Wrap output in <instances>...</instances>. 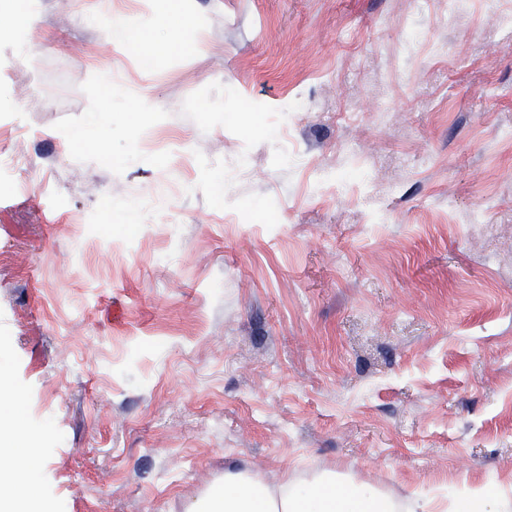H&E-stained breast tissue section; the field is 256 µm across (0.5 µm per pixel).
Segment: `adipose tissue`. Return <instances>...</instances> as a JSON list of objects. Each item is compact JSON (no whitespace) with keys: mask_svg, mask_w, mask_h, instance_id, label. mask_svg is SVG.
<instances>
[{"mask_svg":"<svg viewBox=\"0 0 512 512\" xmlns=\"http://www.w3.org/2000/svg\"><path fill=\"white\" fill-rule=\"evenodd\" d=\"M15 476L0 490V512H29L39 457L31 448H0ZM188 512H433L429 501L402 502L377 485L334 469L300 478L267 479L246 463L226 465L224 475L199 493ZM448 512H512V499L490 484L468 488Z\"/></svg>","mask_w":512,"mask_h":512,"instance_id":"1","label":"adipose tissue"}]
</instances>
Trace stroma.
Listing matches in <instances>:
<instances>
[{
    "label": "stroma",
    "mask_w": 512,
    "mask_h": 512,
    "mask_svg": "<svg viewBox=\"0 0 512 512\" xmlns=\"http://www.w3.org/2000/svg\"><path fill=\"white\" fill-rule=\"evenodd\" d=\"M30 11L0 374L35 512H185L241 461L512 497V0Z\"/></svg>",
    "instance_id": "35a3bbf8"
}]
</instances>
